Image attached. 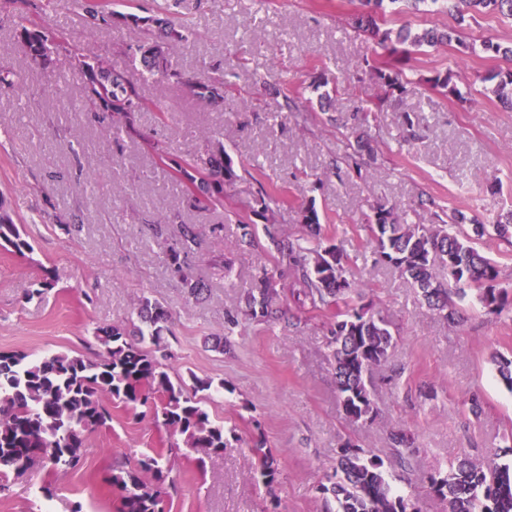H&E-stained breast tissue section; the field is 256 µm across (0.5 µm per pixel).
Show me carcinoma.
Instances as JSON below:
<instances>
[{
    "label": "carcinoma",
    "mask_w": 512,
    "mask_h": 512,
    "mask_svg": "<svg viewBox=\"0 0 512 512\" xmlns=\"http://www.w3.org/2000/svg\"><path fill=\"white\" fill-rule=\"evenodd\" d=\"M404 1L412 9L421 4H441L454 20L444 31L425 28L414 31L404 27L397 31L383 28L388 6ZM362 11L352 20V28L377 40L392 57V63L379 65L369 59L363 67L369 71L379 89L364 112H383L404 95L408 81L402 65L412 51L427 45L457 42L465 45L466 18L475 14L494 13L512 17V0H360ZM135 26L158 28V33L139 40L133 54L139 57L143 71L162 78H183L168 66L159 68L141 53L150 42L160 46L167 62L190 43L194 29L161 18L131 16ZM13 38L24 49L29 61L43 65L42 51L51 45L64 53L71 68L80 75L87 101L98 112L108 115L112 134L131 129V115L152 108L139 94L133 80L115 75L104 61L91 57L76 43L55 35L26 13L13 16ZM493 94L512 107V70L495 74ZM439 92L464 99L454 74L437 70L428 79ZM190 92L201 100L215 98V85H224V74L212 83L185 80ZM345 160L362 171L365 161L377 159L374 140L367 135L348 144ZM208 172L186 167L176 160L171 166L181 178L194 185L200 181L202 197L195 201L207 207L221 201L224 187L238 179L231 157L219 150L209 161ZM278 196L262 191L255 198L254 213L268 219L280 207ZM448 223L409 224L394 205L379 203L369 224L370 244L375 262L392 270L415 288L420 300L434 314L451 324L463 322L456 300L468 296L489 313H501L511 305L508 292L498 287L499 266L481 255L473 246V237L493 231L503 239L512 238V211L499 216L496 224H482L459 210L446 214ZM302 223L307 234L285 238L275 227L266 229L267 250L276 267H286L293 274L291 296L301 308L330 311L326 340L333 360L336 394L346 421L372 422L378 416L370 373L384 365L396 338L390 323L362 303L363 284L356 277L352 260L342 245L332 238H320V221L314 203L302 209ZM471 224V232L462 225ZM0 247L18 253L30 248L19 225L13 222L0 202ZM278 295L274 271L264 270L242 297L243 313L256 323H265L274 314L273 301ZM237 312L225 317V335L215 336L214 350L231 346L229 336L238 325ZM140 325L129 330L122 325L99 327L95 338L103 348V358L91 360L68 352H56L32 359L24 352H0V481L9 473L23 474L38 463L51 468L78 470L84 461L86 435L112 420L103 405L107 396L132 409L155 405V421L170 430L179 441L139 461L136 468H113L111 485L122 492L119 512H163L168 489L176 487L172 458H204L219 455L227 446L224 426L214 423L204 407V398L196 393L220 391L224 382L193 378V395L183 384L173 382L166 371L168 359L166 333L170 316L161 303L143 299L137 308ZM154 349L147 350L144 343ZM492 362L500 382L512 392V356L496 353ZM249 462L259 472L269 489L278 482L279 461L266 441L252 440ZM429 488L448 503V512H512V463L493 459L479 462L464 456L438 468L428 477ZM325 503V512H410L409 499L390 483L384 461L356 442L340 444L336 463L317 487Z\"/></svg>",
    "instance_id": "1"
}]
</instances>
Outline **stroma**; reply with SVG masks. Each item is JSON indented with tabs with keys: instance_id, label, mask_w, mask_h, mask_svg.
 Returning <instances> with one entry per match:
<instances>
[{
	"instance_id": "35a3bbf8",
	"label": "stroma",
	"mask_w": 512,
	"mask_h": 512,
	"mask_svg": "<svg viewBox=\"0 0 512 512\" xmlns=\"http://www.w3.org/2000/svg\"><path fill=\"white\" fill-rule=\"evenodd\" d=\"M37 2L11 0L0 9V63L24 76L17 94L0 95V202L31 245L21 254L0 248V351L93 359L94 328L127 322L142 299L158 301L172 315L170 377L224 381V392L206 407L212 421L236 432L204 464L177 461L178 488L166 498V512H321L316 487L348 436L383 459L417 512H446L427 487L428 473L456 456L482 459L512 444V392L491 362L494 353L512 355V311L492 315L468 301L464 323L449 326L419 303L410 284L372 267L364 226L380 201L423 223L435 207L488 224L512 208V110L494 96L491 81L512 62L480 49L488 39L512 46V19L476 15L466 30L468 52L451 44L412 53L406 94L362 123L379 148L362 179L344 161L355 137L348 121L377 88L367 76L349 79L347 70L387 54L349 26L358 0H112L120 21L96 27L84 22L76 0H51L46 25L115 72L133 75L127 46L143 35L124 22L127 13L191 26L196 40L180 51L177 69L198 81L224 72V97L211 103L181 83H141L160 110L135 113L133 132L118 140L94 113L72 112L81 81L65 56L46 74L13 41L14 11H34ZM437 68L455 74L465 100L431 87ZM322 73L337 86L324 109L311 88ZM216 141L239 177L222 204L196 209L167 162L206 167ZM262 188L281 193L277 228L287 236L302 234L300 205L315 202L323 233L361 261L365 303L398 330L388 363L371 375L374 422L345 420L326 348L327 315L294 303L288 269L277 274L284 318L242 321L230 351L212 348L225 310L272 265L265 223L251 212ZM175 211L199 233L188 272L208 291L197 301L184 295L168 256L179 226L160 219ZM46 278L53 288L34 296ZM426 384L435 398L420 397ZM108 407L112 423L90 435L82 468L51 473L36 466L9 476L0 512H39L46 504L53 512H117L120 494L107 482L113 466L136 465L166 447L169 435L150 406L133 410L112 400ZM397 427L414 436L413 453L392 448L388 433ZM258 434L280 463L271 494L246 462ZM47 484L54 488L49 501L41 492Z\"/></svg>"
}]
</instances>
